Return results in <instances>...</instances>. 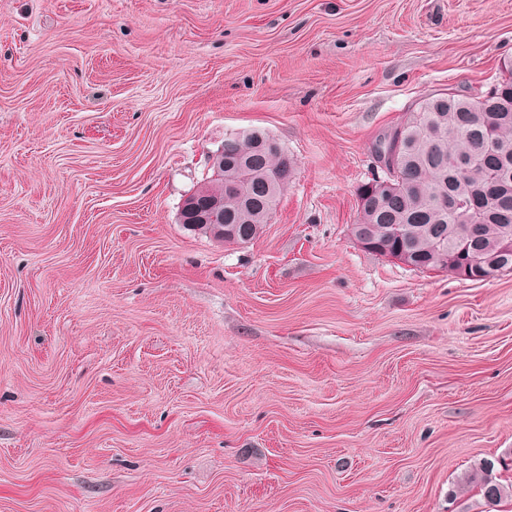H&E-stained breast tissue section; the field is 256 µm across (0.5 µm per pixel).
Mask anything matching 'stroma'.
Wrapping results in <instances>:
<instances>
[{
	"label": "stroma",
	"instance_id": "stroma-1",
	"mask_svg": "<svg viewBox=\"0 0 512 512\" xmlns=\"http://www.w3.org/2000/svg\"><path fill=\"white\" fill-rule=\"evenodd\" d=\"M512 60V0H0V512H512V272L358 247L375 141ZM295 174L178 222L226 133ZM244 135L251 138L242 139L235 149L236 142ZM252 138L264 141L259 131L253 128L229 133L224 137V144L208 155L207 159L208 167L223 164L224 175L246 169L248 178L244 181L242 193H224V175L216 176L213 168L209 169L212 170L211 175L197 184L193 191L198 204L204 208L216 201L220 203V211L224 217V235L219 237L216 233L215 213L199 211L191 196H187L181 205L179 221L183 224H203H191L192 227L186 228L187 230L217 243L240 245L256 238L265 224L269 223L270 213L272 214L277 205L285 184L293 177L294 161L282 147L281 153L274 154L257 145ZM234 152V155L224 159V154L230 155ZM271 167L280 168L281 182L269 177ZM495 464L490 460H481L465 471L460 482L465 486H473L482 492L483 497L488 501L489 492L495 494L492 503H500L505 498H512V483L503 485L492 477Z\"/></svg>",
	"mask_w": 512,
	"mask_h": 512
}]
</instances>
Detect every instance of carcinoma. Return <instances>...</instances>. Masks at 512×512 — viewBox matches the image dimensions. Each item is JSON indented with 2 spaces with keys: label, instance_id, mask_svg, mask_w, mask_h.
<instances>
[{
  "label": "carcinoma",
  "instance_id": "obj_1",
  "mask_svg": "<svg viewBox=\"0 0 512 512\" xmlns=\"http://www.w3.org/2000/svg\"><path fill=\"white\" fill-rule=\"evenodd\" d=\"M489 92L484 100L439 93L406 114L399 125L393 189L380 196L373 182L360 186L358 193L374 199V206L359 209L350 233L372 231L381 257L410 250L416 271L446 272L472 248L512 267V253L505 252L512 245V63ZM240 169L248 175L242 193H224V175ZM293 174L287 152L274 154L252 138L241 140L224 160V174H212L194 189L200 206L220 203L224 235L218 236L214 224H194L189 231L222 244L250 242L269 223ZM446 199L476 204L481 214L470 221L463 209L446 206ZM494 467L482 460L460 482L485 498L494 493L496 503L512 498V485L492 477Z\"/></svg>",
  "mask_w": 512,
  "mask_h": 512
}]
</instances>
